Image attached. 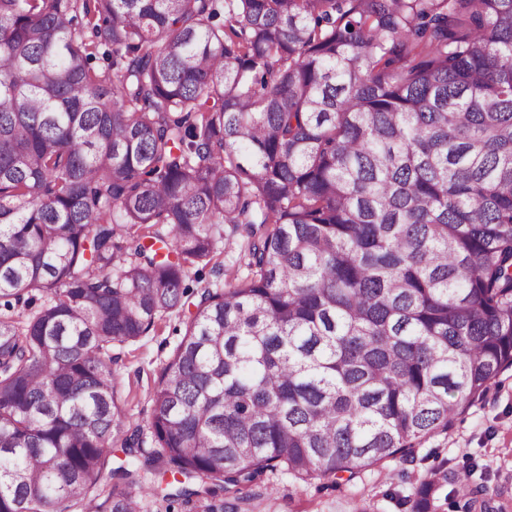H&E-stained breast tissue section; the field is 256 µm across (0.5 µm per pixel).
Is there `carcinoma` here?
I'll return each mask as SVG.
<instances>
[{"label": "carcinoma", "mask_w": 512, "mask_h": 512, "mask_svg": "<svg viewBox=\"0 0 512 512\" xmlns=\"http://www.w3.org/2000/svg\"><path fill=\"white\" fill-rule=\"evenodd\" d=\"M190 305L147 448L111 351ZM509 368L512 0H0V512L351 482Z\"/></svg>", "instance_id": "carcinoma-1"}]
</instances>
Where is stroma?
I'll return each instance as SVG.
<instances>
[{
  "instance_id": "35a3bbf8",
  "label": "stroma",
  "mask_w": 512,
  "mask_h": 512,
  "mask_svg": "<svg viewBox=\"0 0 512 512\" xmlns=\"http://www.w3.org/2000/svg\"><path fill=\"white\" fill-rule=\"evenodd\" d=\"M183 329L181 318L173 316L121 348L117 378L132 423L148 425L152 386ZM470 458L485 476L493 512H512V369L501 373L486 399L458 415L448 431L427 438L414 460L390 462L381 472L367 469L337 486L303 484L276 471L252 488L247 507L249 512H403L398 501L412 493L419 474L443 462L454 476Z\"/></svg>"
}]
</instances>
